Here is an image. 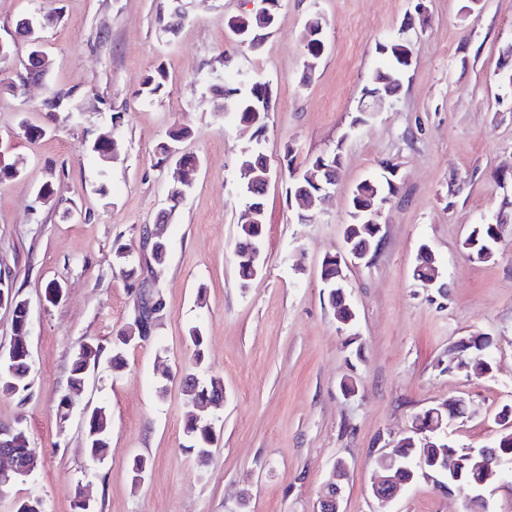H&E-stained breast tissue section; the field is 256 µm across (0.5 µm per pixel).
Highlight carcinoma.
<instances>
[{"label":"carcinoma","mask_w":512,"mask_h":512,"mask_svg":"<svg viewBox=\"0 0 512 512\" xmlns=\"http://www.w3.org/2000/svg\"><path fill=\"white\" fill-rule=\"evenodd\" d=\"M275 26V23L252 22V33L250 36L249 47L252 51L261 48L266 35ZM401 44L388 40L378 44L379 53L384 55L390 68L376 70L371 78L373 89L384 88L387 80L391 76V68L396 66L404 67L398 57ZM167 74L162 68H157L152 74L148 75L143 83L141 95L145 98L153 99L159 96L165 88ZM221 107L234 112L236 119L242 127L252 130L249 142L246 144L248 151L240 154V163H248L256 171V174L262 176L265 174L268 165L266 155L260 151V137L266 128L269 112L272 111V88L266 82H254L246 90L239 88H224L220 91ZM66 95L60 92H52L43 102L45 117L52 123L58 121H67L69 111L65 105ZM190 135L188 128L173 125L166 132L165 137L157 144L156 154L163 164L169 165L168 168V191L171 201L177 203L182 200V196L189 192L184 184L176 179L175 165L183 162L192 161V157L184 153L177 152ZM92 152L96 153L104 162L117 159L120 154V144L114 133L103 131L99 134L92 145ZM342 154L340 150H335L332 154H322L310 159L304 167H294L287 164L288 176L286 180V193L293 195L300 188L306 186L311 191H317L309 176L314 169L324 165L337 170L341 167ZM397 192L394 180L387 178L383 181L367 178L357 183L351 190L349 227L358 228L356 232L357 240H367L374 242L371 225L363 223L362 208L369 205L372 201L386 200ZM260 223L237 225V244L235 249L236 269L239 279V285L247 288L255 280V270L261 266L265 239V223L263 217H258ZM503 229L500 223L477 224L473 227L471 233L463 242V249L467 253H474L477 260L487 262L491 260L495 252L492 251L493 239ZM114 261L116 266L124 277L136 284V297H141L143 285L145 282L144 267L134 256L131 246L118 245L114 250ZM150 336L142 333L139 322L138 302H133V311L130 320L117 331L112 337V350L110 362L112 370L120 371L125 366V353L129 347L146 343ZM188 340L192 346L193 359L195 365L199 366L204 360V334L199 326H192L188 330ZM492 345L488 338L478 336L474 343L465 346L462 359L452 365V369L459 372H483L484 363L488 361L485 351ZM105 347L95 341H86L82 343L74 353L71 363L70 374L68 377V392L62 395L58 401V414L61 420L66 417L71 408V396L84 388L89 374L98 364ZM31 354L27 351L22 342H17L15 348V360L0 366V393L10 396H16L20 400H25L31 394ZM183 396L187 404L191 405L194 413L190 414L185 424V434L189 445L187 450L193 454L199 466H207L213 455V446L216 442V430L214 424L200 412L205 410L208 405H214L220 402L224 397V385L221 379L216 377H198L189 375L183 382ZM501 418L505 431L494 445L497 449V455L501 460L512 465V407H506L501 411ZM11 431L12 448L17 457L22 460V464L35 470L38 465V458L35 451L30 447V442L25 431L21 428L20 422L13 424L0 423V430ZM112 429V418L104 406H98L88 412L82 423V430L86 438L87 452L94 460H100L104 457L108 448V441ZM392 453L400 460H405L413 456H425L430 459L435 455V449L427 450L420 447V444L414 435L409 434L397 440L392 447ZM151 468V462L148 458L137 455L129 463V470L132 484L137 486L141 484ZM485 471V463L482 457L477 454L472 455L465 461V468L462 474V482L475 484L482 480Z\"/></svg>","instance_id":"cac0c4a2"}]
</instances>
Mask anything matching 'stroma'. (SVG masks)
<instances>
[{"label": "stroma", "mask_w": 512, "mask_h": 512, "mask_svg": "<svg viewBox=\"0 0 512 512\" xmlns=\"http://www.w3.org/2000/svg\"><path fill=\"white\" fill-rule=\"evenodd\" d=\"M463 4L280 0L277 23L254 52L225 26L245 12L244 0H182L186 21L171 33L157 24L168 0H0L4 40L21 14L57 15L41 33L44 82L24 97L7 93L25 71V44L0 63V153L25 160L19 179L0 182V267L29 303L32 361L30 397L0 396V422L21 421L39 457L29 478L0 494V512L31 496L46 512H71L78 488L96 512H317L339 458L350 464L343 512H469L432 478L383 507L369 494L374 458L425 409L463 400L468 413L448 436L474 448L500 437L498 414L512 406V223L493 260L469 261L462 248L474 225L512 215V0H483L470 15ZM316 15L325 21L323 50L308 74L303 32ZM398 37L412 49L398 91L381 111L361 112L384 63L377 45ZM160 66L163 93L140 96ZM255 81L273 90L262 137L273 170L285 152L301 167L337 148L342 166L305 224L284 180L272 181L262 269L243 288L234 252L244 209L239 158L251 133L217 98ZM51 89L67 94L71 116L27 140L18 125L44 124ZM179 123L191 130L182 150L199 166L190 194L173 206L155 147ZM105 130L121 144L107 163L89 151ZM392 165L398 191L381 208L380 248L345 271L356 323L342 332L324 296L322 261L342 247L352 187ZM161 213L169 259L153 275L166 303L154 338L127 351L122 372L101 358L59 422L74 352L89 339L109 344L131 316L112 246L138 243ZM424 243L447 295L413 277ZM51 283L59 297L47 296ZM192 325L206 336L200 370L224 383L223 403L209 411L219 438L202 472L184 448L182 382L199 369L186 339ZM477 334L494 341L492 373L448 370L456 344ZM346 379L354 396L340 389ZM88 404L112 417L100 462L84 447ZM137 455L152 469L136 487L129 462Z\"/></svg>", "instance_id": "stroma-1"}]
</instances>
